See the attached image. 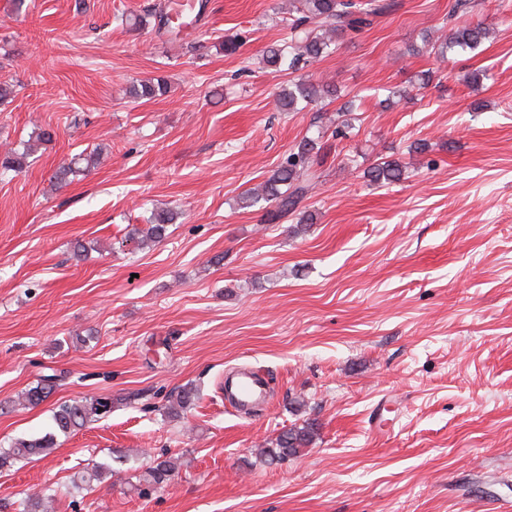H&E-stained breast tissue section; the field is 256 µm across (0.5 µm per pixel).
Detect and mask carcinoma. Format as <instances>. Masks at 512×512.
Wrapping results in <instances>:
<instances>
[{"mask_svg": "<svg viewBox=\"0 0 512 512\" xmlns=\"http://www.w3.org/2000/svg\"><path fill=\"white\" fill-rule=\"evenodd\" d=\"M391 8L392 3L389 0H298V6L294 7L296 16L288 23V36L282 45L267 50L266 61L292 74L307 62L334 52L341 35H359L370 29L376 19ZM173 10L174 7L166 0H159L144 13L135 16L134 25L139 28L150 26L162 35L171 27L169 15ZM488 34V29L479 23L455 26L448 35V41L432 47V50L441 56L456 48L475 50L484 43ZM170 89L171 85L167 80L156 77L132 83L128 94L136 99L151 100L168 94ZM334 96V85L299 79L281 91L278 105L284 112H302L309 105ZM31 152L32 147L29 144L24 145L21 151L13 147L8 149L4 158L5 166L23 167ZM323 155L324 145L319 139L307 136L302 138L262 184L242 196L241 207L250 208L261 201L271 204V208L265 213V221L269 224H275L300 211L302 216L299 221L302 226L297 231H303L304 225L313 222V214L303 211L311 169L314 162ZM95 161L96 153L82 152L63 164L53 178L62 183L71 176L83 175ZM402 174L403 168L395 160L380 162L367 172L371 181L384 184L399 181ZM177 216L178 212L173 209H156L147 219V227L134 230V234L138 235L143 245L159 242L165 237L167 226L175 223ZM54 387V378L43 379L26 392L27 404H41L50 397ZM109 408L110 401L106 397L64 402L55 410L53 421L61 433L69 434L83 427L98 413L109 412ZM315 431L316 425L313 422L302 427L294 426L280 436L277 447L262 448L259 454L271 461L288 456L297 457L312 442ZM53 447L54 435L51 433L29 440H18L8 450L0 452V472L10 469L21 460L45 455ZM175 470L174 462L160 461L142 475V480L148 484L160 485L168 481ZM54 503L55 495L44 491L29 497L30 512H52Z\"/></svg>", "mask_w": 512, "mask_h": 512, "instance_id": "obj_1", "label": "carcinoma"}]
</instances>
